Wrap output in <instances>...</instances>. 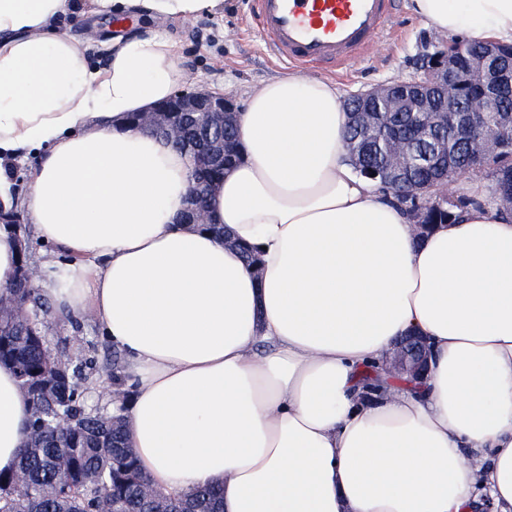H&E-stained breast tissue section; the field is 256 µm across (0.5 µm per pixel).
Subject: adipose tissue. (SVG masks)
I'll list each match as a JSON object with an SVG mask.
<instances>
[{
	"instance_id": "1",
	"label": "adipose tissue",
	"mask_w": 512,
	"mask_h": 512,
	"mask_svg": "<svg viewBox=\"0 0 512 512\" xmlns=\"http://www.w3.org/2000/svg\"><path fill=\"white\" fill-rule=\"evenodd\" d=\"M222 3L0 0V210H24L63 254L35 286L123 353L127 445L157 489L220 484L223 512H475L486 498L512 512V215L473 207L417 234L347 166L335 83L292 75L252 89L242 159L211 186L206 225L180 223L184 156L125 123L174 94L179 47L119 36L99 66L58 25ZM412 4L435 29L512 44V0ZM30 154L21 198L12 165ZM408 334L431 348L421 383L381 369ZM29 415L0 365V470Z\"/></svg>"
}]
</instances>
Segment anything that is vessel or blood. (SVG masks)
I'll return each mask as SVG.
<instances>
[{
    "label": "vessel or blood",
    "mask_w": 512,
    "mask_h": 512,
    "mask_svg": "<svg viewBox=\"0 0 512 512\" xmlns=\"http://www.w3.org/2000/svg\"><path fill=\"white\" fill-rule=\"evenodd\" d=\"M394 0H254L252 24L291 64L340 68L383 31Z\"/></svg>",
    "instance_id": "b4317fda"
}]
</instances>
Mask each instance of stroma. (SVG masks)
Segmentation results:
<instances>
[{
  "mask_svg": "<svg viewBox=\"0 0 512 512\" xmlns=\"http://www.w3.org/2000/svg\"><path fill=\"white\" fill-rule=\"evenodd\" d=\"M224 11L189 20L160 23L181 47L186 79L183 89L203 87L224 92L238 107H245L256 85L294 75L295 67L277 62L263 37L250 26L251 0H224ZM60 27L78 37L92 36L96 45L95 62H103L101 45L113 35L112 17L97 14L75 20L68 16ZM449 36L418 17L411 0H397L391 23L370 42L363 56L340 71L324 70V78L334 80L341 98L380 84L419 77V57L426 43L441 46ZM43 332L50 341L65 339L72 357L93 355L96 367L92 375L93 405L105 407L112 398L113 347L102 336L97 322L90 317L79 324L49 314Z\"/></svg>",
  "mask_w": 512,
  "mask_h": 512,
  "instance_id": "35a3bbf8",
  "label": "stroma"
}]
</instances>
